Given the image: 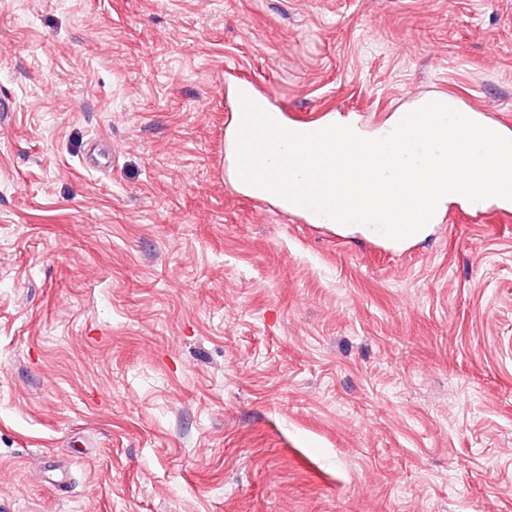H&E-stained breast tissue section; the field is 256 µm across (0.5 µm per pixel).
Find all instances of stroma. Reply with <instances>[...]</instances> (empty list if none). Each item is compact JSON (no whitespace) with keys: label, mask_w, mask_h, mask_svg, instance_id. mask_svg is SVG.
I'll return each instance as SVG.
<instances>
[{"label":"stroma","mask_w":512,"mask_h":512,"mask_svg":"<svg viewBox=\"0 0 512 512\" xmlns=\"http://www.w3.org/2000/svg\"><path fill=\"white\" fill-rule=\"evenodd\" d=\"M236 83L512 121V0H0V512H512V205L308 223Z\"/></svg>","instance_id":"35a3bbf8"}]
</instances>
